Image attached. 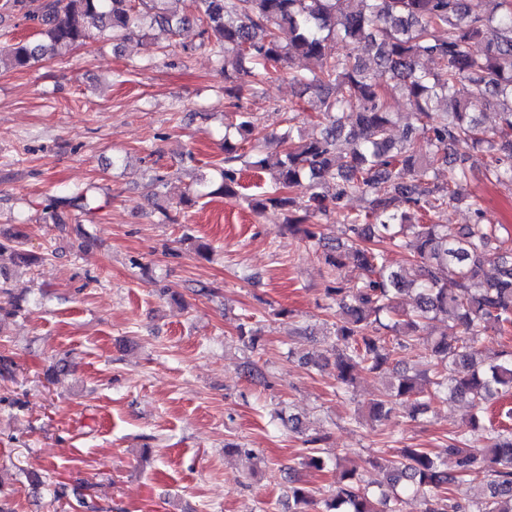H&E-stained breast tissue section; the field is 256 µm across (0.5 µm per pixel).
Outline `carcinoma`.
<instances>
[{
  "mask_svg": "<svg viewBox=\"0 0 512 512\" xmlns=\"http://www.w3.org/2000/svg\"><path fill=\"white\" fill-rule=\"evenodd\" d=\"M170 0H9L12 10L37 28L40 38L5 41L0 67L25 70L50 57L57 46L83 44L98 33L126 40L146 21L177 31L193 29L224 71V96L237 99L245 78L263 81L288 77L316 97L319 133L294 136L299 103L288 130L277 136L281 150L270 152L251 112H236L224 129V167L211 195H240L242 166L270 175L272 184L253 199L260 211H280L288 230L323 250L333 277L327 295L337 321L327 353L333 356L338 388L347 390L358 369H390L398 351L421 344L431 320L442 316L448 334L424 344L427 368L405 371L370 402L368 414L387 420L396 405L410 402L426 410L444 396L469 404L464 427L448 436L444 456L423 448H400L390 461L387 489H370L359 466L342 467L336 490L321 500L292 482V512H396L398 488L418 497L422 512H512V430L484 422L485 405L512 394V349L487 366L478 358L482 336L512 335V238L504 252L491 253L499 238L486 222L478 197L469 193L472 169L460 168L448 183L436 171L448 164L450 150L470 144L475 161L492 185L512 187V4L495 15L486 0H190L187 13H168ZM336 42V54L326 44ZM482 46L481 53L472 46ZM295 58L313 63L305 72L286 68ZM437 61L431 70L421 60ZM398 94L409 103L416 125L401 144L393 143L394 113L389 100ZM499 106L498 124L481 126L479 106ZM252 140V153H239L240 140ZM308 182V195L287 190ZM360 196L361 211L347 208ZM472 198L474 221L464 226L434 218ZM92 187L46 205L54 224L66 223V209L94 210ZM334 211L342 219L345 241H325L321 221ZM409 254L413 275L388 265L386 253ZM21 263L36 260L22 236L0 242ZM365 272L351 283L342 275L348 264ZM416 292L412 308L399 296ZM323 437L304 440L301 464L322 471L332 462L323 455ZM454 470H448V461ZM484 471L480 492L462 503L449 487Z\"/></svg>",
  "mask_w": 512,
  "mask_h": 512,
  "instance_id": "carcinoma-1",
  "label": "carcinoma"
}]
</instances>
